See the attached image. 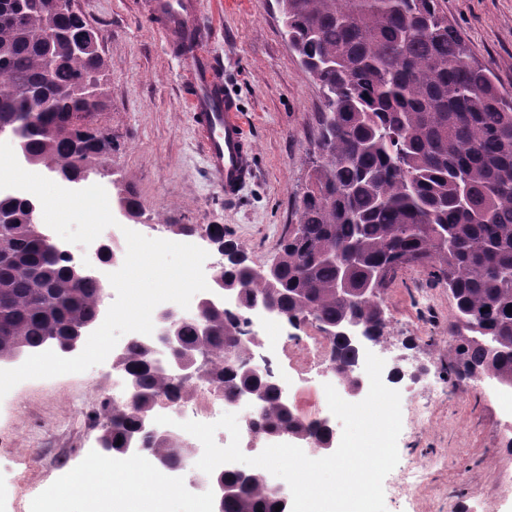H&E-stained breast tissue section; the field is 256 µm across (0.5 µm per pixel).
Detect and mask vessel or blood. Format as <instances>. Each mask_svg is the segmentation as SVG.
<instances>
[{"label": "vessel or blood", "mask_w": 512, "mask_h": 512, "mask_svg": "<svg viewBox=\"0 0 512 512\" xmlns=\"http://www.w3.org/2000/svg\"><path fill=\"white\" fill-rule=\"evenodd\" d=\"M148 17L176 51L191 113L213 178L234 199L254 173V149L238 104L224 88L201 0H144Z\"/></svg>", "instance_id": "1"}]
</instances>
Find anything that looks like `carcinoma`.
I'll return each instance as SVG.
<instances>
[{"mask_svg": "<svg viewBox=\"0 0 512 512\" xmlns=\"http://www.w3.org/2000/svg\"><path fill=\"white\" fill-rule=\"evenodd\" d=\"M68 2L0 0V127L18 135L32 164H65L77 175L112 151V136L92 122L108 102L99 34ZM278 4L289 47L323 94L321 163L300 200L298 223L279 244L274 283L251 277L252 264L224 240L222 224L212 232L224 247L217 274L241 289L242 312L253 298L267 297L284 318L334 324L349 310L337 291L340 276L358 289L383 268L396 274L405 261L428 268L455 302L449 376L512 389V96L473 58L443 0ZM45 31L52 32L48 42L39 38ZM0 211L13 216L0 224V361L46 344L68 353L101 317L99 282L76 278L73 261L44 245L27 199L0 197ZM383 293L357 304L381 340ZM180 346L183 359L208 353L202 374L224 387L226 400L246 388L258 393L257 429L332 439L327 423L289 411L262 373L244 375L225 361L237 340L224 311L182 321ZM358 357L346 337L332 339V368L342 384L354 382ZM153 359L139 343L121 357L132 389L125 407L106 410L100 447L123 458L137 446L146 460L179 470L184 449L142 423L183 387ZM222 478L234 486L223 512H275L278 505L287 512L262 473L243 480L226 470Z\"/></svg>", "mask_w": 512, "mask_h": 512, "instance_id": "carcinoma-1", "label": "carcinoma"}]
</instances>
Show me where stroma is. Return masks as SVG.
<instances>
[{
	"label": "stroma",
	"instance_id": "1",
	"mask_svg": "<svg viewBox=\"0 0 512 512\" xmlns=\"http://www.w3.org/2000/svg\"><path fill=\"white\" fill-rule=\"evenodd\" d=\"M449 21L476 59L512 94V0H444ZM73 8L102 38V81L108 107L96 122L112 135L111 174L90 175L114 194L115 182L134 188L142 205L141 234L171 239L170 225L192 227L194 245L221 254L206 233L213 224L238 243L254 265L272 262L309 181L315 155L320 90L285 41L276 0H202L217 27L214 52L224 65V87L239 103L255 145L253 178L228 201L210 176L202 146L182 99V77L171 48L154 31L141 0H73ZM384 383L401 396L399 462L386 476L387 512H512V391L491 395L490 384H455L448 374V327L454 302L428 269L400 270L384 295ZM298 350L267 361L289 394L331 377L305 372ZM106 376L102 365L40 379L15 391L7 419L13 451L0 455V512H34L47 492L67 484L99 458ZM429 406L419 424L412 411ZM409 468L428 472L406 486ZM25 472L31 493L14 488Z\"/></svg>",
	"mask_w": 512,
	"mask_h": 512
}]
</instances>
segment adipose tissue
Returning <instances> with one entry per match:
<instances>
[{"instance_id": "ef3b65f1", "label": "adipose tissue", "mask_w": 512, "mask_h": 512, "mask_svg": "<svg viewBox=\"0 0 512 512\" xmlns=\"http://www.w3.org/2000/svg\"><path fill=\"white\" fill-rule=\"evenodd\" d=\"M93 482L95 493L77 499L71 489L55 490L51 495L58 512H154L160 498H167L172 512H202L198 503L180 498L175 492L164 491V482L148 475L146 465L117 466L110 459H98L91 475H77L75 485Z\"/></svg>"}]
</instances>
